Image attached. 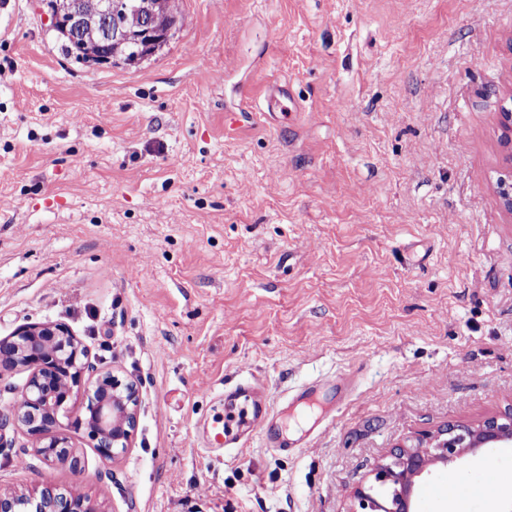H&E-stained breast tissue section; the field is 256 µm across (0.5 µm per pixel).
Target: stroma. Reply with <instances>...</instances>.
<instances>
[{
    "instance_id": "stroma-1",
    "label": "stroma",
    "mask_w": 512,
    "mask_h": 512,
    "mask_svg": "<svg viewBox=\"0 0 512 512\" xmlns=\"http://www.w3.org/2000/svg\"><path fill=\"white\" fill-rule=\"evenodd\" d=\"M180 10L157 54L89 69L59 54L41 0H0V339L66 324L140 400L108 461L63 419L77 474L7 432L0 489L43 481L104 512H348L393 448L512 404V0ZM251 380L277 405L322 384L336 416L305 448L206 451L223 386ZM491 470L512 512V447L433 465L417 512H442L454 479L485 512ZM498 125L504 142V170L498 177L496 187L500 194L503 207L512 214V109L505 107L498 113Z\"/></svg>"
}]
</instances>
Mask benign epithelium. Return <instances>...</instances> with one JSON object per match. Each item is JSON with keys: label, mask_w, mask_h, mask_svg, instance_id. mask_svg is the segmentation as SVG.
<instances>
[{"label": "benign epithelium", "mask_w": 512, "mask_h": 512, "mask_svg": "<svg viewBox=\"0 0 512 512\" xmlns=\"http://www.w3.org/2000/svg\"><path fill=\"white\" fill-rule=\"evenodd\" d=\"M66 9L74 28L89 21L79 0H69ZM498 125L506 154L496 187L503 207L512 214V109L498 113ZM18 368L28 370L29 378L14 402L0 411L1 448L6 430L21 431L32 439V448L45 465L78 472L81 458L59 428L60 417L70 413L67 403L80 392L87 400L83 423L99 455L110 460L131 448L137 386L111 370L89 368L85 350L65 325L28 324L0 339V377ZM511 446L512 406L475 423H450L435 434L423 435L416 448L393 449L388 461L376 465L372 478L355 487L351 512H411L415 478L430 473L431 464L448 465L483 448ZM0 512L100 510L73 489L64 493L44 484L31 494L1 489Z\"/></svg>", "instance_id": "7a95c632"}]
</instances>
